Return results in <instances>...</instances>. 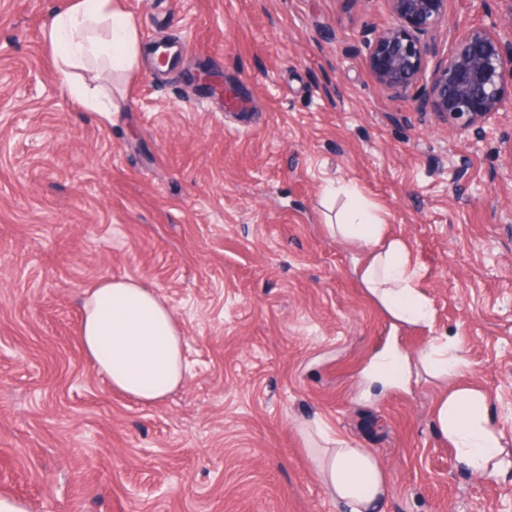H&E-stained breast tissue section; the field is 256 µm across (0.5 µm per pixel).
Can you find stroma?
<instances>
[{"label":"stroma","mask_w":512,"mask_h":512,"mask_svg":"<svg viewBox=\"0 0 512 512\" xmlns=\"http://www.w3.org/2000/svg\"><path fill=\"white\" fill-rule=\"evenodd\" d=\"M70 0H0V500L20 512H336L306 426L372 451L379 512H512V103L482 136L392 99L366 65L387 0H118L144 54L89 112L45 38ZM448 0L446 55L500 22ZM181 55L158 72L149 55ZM204 68L223 94L195 86ZM355 188L421 269L429 326L364 292L358 244L331 234ZM105 277L155 288L185 336L186 384L151 405L81 348L80 301ZM451 336L447 377L362 372ZM479 385L508 441L463 471L432 421Z\"/></svg>","instance_id":"stroma-1"}]
</instances>
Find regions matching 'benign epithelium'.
<instances>
[{
    "instance_id": "benign-epithelium-1",
    "label": "benign epithelium",
    "mask_w": 512,
    "mask_h": 512,
    "mask_svg": "<svg viewBox=\"0 0 512 512\" xmlns=\"http://www.w3.org/2000/svg\"><path fill=\"white\" fill-rule=\"evenodd\" d=\"M392 22L369 42L366 55L374 79L392 98L416 112H431L465 133L512 101V31L476 26L455 39L446 57L425 76L427 37L448 21V0H388Z\"/></svg>"
}]
</instances>
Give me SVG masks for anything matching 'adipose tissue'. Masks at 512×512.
Masks as SVG:
<instances>
[{
	"instance_id": "obj_1",
	"label": "adipose tissue",
	"mask_w": 512,
	"mask_h": 512,
	"mask_svg": "<svg viewBox=\"0 0 512 512\" xmlns=\"http://www.w3.org/2000/svg\"><path fill=\"white\" fill-rule=\"evenodd\" d=\"M57 77L79 104L93 112L116 106L103 88L78 82L75 69L89 60L102 69L137 70L138 31L115 0H72L49 22ZM372 205L355 196L337 233L366 247L359 276L374 300L402 324H426L430 307L418 287L417 270L405 240L387 238ZM81 345L112 388L144 404H155L184 386L188 367L184 338L171 308L155 289L124 279H101L82 297ZM438 433L450 441L459 463L473 475L496 469L505 435L495 423L487 393L475 385L444 391L434 405ZM313 462L339 512H375L386 494V478L367 449L342 439H326Z\"/></svg>"
}]
</instances>
